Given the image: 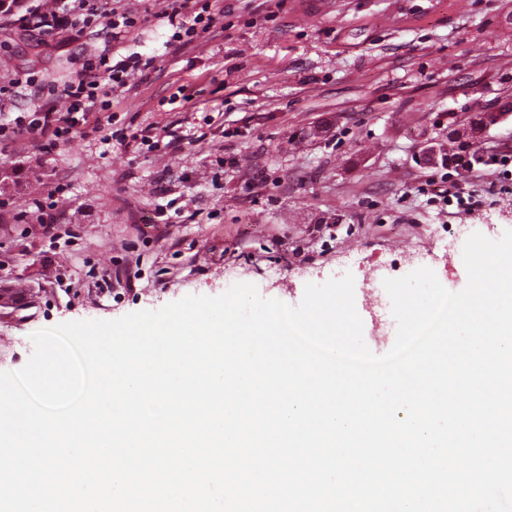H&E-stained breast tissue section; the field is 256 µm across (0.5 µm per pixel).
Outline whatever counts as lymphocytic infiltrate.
Listing matches in <instances>:
<instances>
[{"mask_svg":"<svg viewBox=\"0 0 512 512\" xmlns=\"http://www.w3.org/2000/svg\"><path fill=\"white\" fill-rule=\"evenodd\" d=\"M217 12L209 0H173L159 18L170 27L171 42L189 44L216 24ZM105 20L113 38H120L136 28L138 12L114 0L110 8L98 10L92 0H0V28L16 27L37 33L42 41L65 33L77 39L84 35L93 17ZM149 62L131 53L98 62H86L75 80L62 93L69 101L65 115H57L48 104L34 108L14 107L13 100L22 85L13 80L0 86V140L26 137L50 144L69 141L83 118L93 112L107 111L112 96L123 92L134 72L149 69Z\"/></svg>","mask_w":512,"mask_h":512,"instance_id":"obj_1","label":"lymphocytic infiltrate"}]
</instances>
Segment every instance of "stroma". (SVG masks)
<instances>
[{
	"label": "stroma",
	"mask_w": 512,
	"mask_h": 512,
	"mask_svg": "<svg viewBox=\"0 0 512 512\" xmlns=\"http://www.w3.org/2000/svg\"><path fill=\"white\" fill-rule=\"evenodd\" d=\"M115 42L93 27L49 43L0 29V85L23 101L90 59L153 65L70 141L0 143V371L24 367L32 333L114 320L237 282L297 305L306 284L352 274L364 335L396 322L372 277L427 267L467 284L460 233L512 229V114L481 142L497 164L454 170L423 156L452 117L512 99V0H220L213 32L182 46L156 15ZM437 233L422 239L418 228ZM131 277L97 301L102 273Z\"/></svg>",
	"instance_id": "stroma-1"
}]
</instances>
